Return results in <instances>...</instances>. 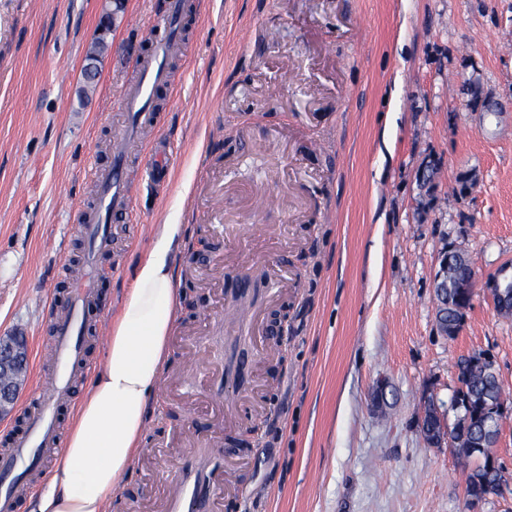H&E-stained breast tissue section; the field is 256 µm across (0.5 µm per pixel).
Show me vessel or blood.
Listing matches in <instances>:
<instances>
[{"label":"vessel or blood","mask_w":512,"mask_h":512,"mask_svg":"<svg viewBox=\"0 0 512 512\" xmlns=\"http://www.w3.org/2000/svg\"><path fill=\"white\" fill-rule=\"evenodd\" d=\"M184 13L185 0H168L159 19L165 35L154 43L148 57L137 61L139 77L120 98L125 121L115 137L112 157L106 167L93 169L101 194L97 206L83 214L82 271L69 279L64 299H51L49 336L39 348L40 355L50 357L54 371L40 382L31 402L22 404L21 429L7 426L0 430L8 438L6 446L0 448V512H17L20 498L31 493L51 461L60 456L65 430L59 411L75 401L78 382L96 366L85 334L90 329L101 332L104 324L96 292L99 259L112 249L114 219L126 216L131 209L129 147L142 141L145 132L159 127L153 101L157 89L168 80L167 61L179 45ZM222 493L206 462H188L175 474L161 512H210Z\"/></svg>","instance_id":"obj_1"}]
</instances>
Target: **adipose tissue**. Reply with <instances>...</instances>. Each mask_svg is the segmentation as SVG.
<instances>
[{
    "label": "adipose tissue",
    "instance_id": "1",
    "mask_svg": "<svg viewBox=\"0 0 512 512\" xmlns=\"http://www.w3.org/2000/svg\"><path fill=\"white\" fill-rule=\"evenodd\" d=\"M181 232L178 224L157 225L112 327L105 367L77 405L63 459L32 512H102L139 457L176 319Z\"/></svg>",
    "mask_w": 512,
    "mask_h": 512
}]
</instances>
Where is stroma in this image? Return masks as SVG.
<instances>
[{"mask_svg": "<svg viewBox=\"0 0 512 512\" xmlns=\"http://www.w3.org/2000/svg\"><path fill=\"white\" fill-rule=\"evenodd\" d=\"M164 2L125 0L104 34L105 0H0V336L34 346L46 333L59 259L82 254L93 166L110 157L135 58L163 35ZM185 26L160 91L168 172L143 177L144 146L130 170L134 219L184 227L171 385L104 512L159 507L186 456L221 473L228 447L249 464L248 491L220 512H512V483L470 505L468 465L417 429L422 396L453 417L456 361L490 353L496 455L512 474V317L481 286L512 262V0H186ZM472 73L510 112L459 94ZM432 160L429 196L418 178ZM470 169L477 187L455 194ZM202 240L206 266L193 261ZM150 244L123 235L103 255L107 319ZM450 246L480 286L447 338L433 280ZM233 345L249 372L228 381Z\"/></svg>", "mask_w": 512, "mask_h": 512, "instance_id": "obj_1", "label": "stroma"}]
</instances>
